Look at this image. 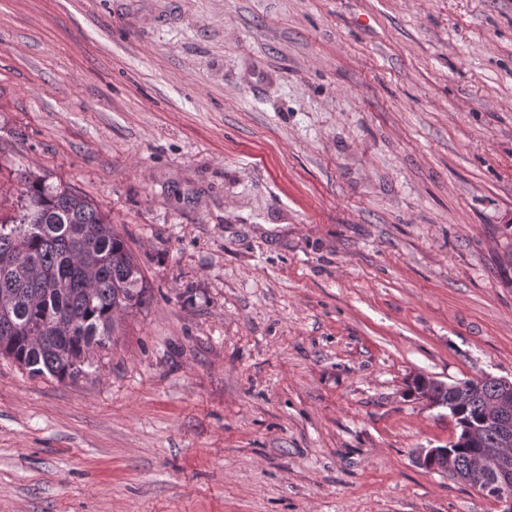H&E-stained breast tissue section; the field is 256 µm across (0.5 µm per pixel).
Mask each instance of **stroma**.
Wrapping results in <instances>:
<instances>
[{
  "label": "stroma",
  "instance_id": "obj_1",
  "mask_svg": "<svg viewBox=\"0 0 512 512\" xmlns=\"http://www.w3.org/2000/svg\"><path fill=\"white\" fill-rule=\"evenodd\" d=\"M151 288L75 380L0 357V512H497L414 460L512 376V0H0V214Z\"/></svg>",
  "mask_w": 512,
  "mask_h": 512
}]
</instances>
